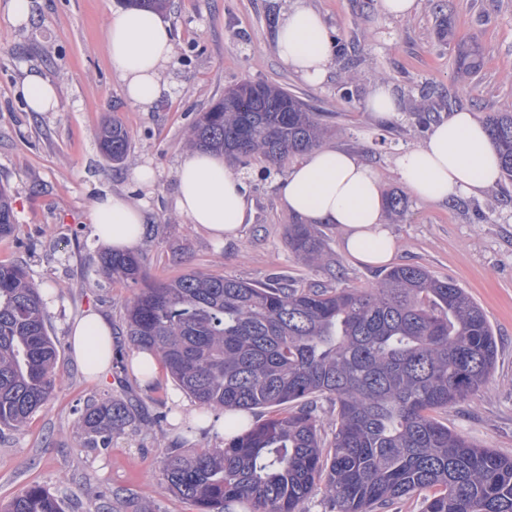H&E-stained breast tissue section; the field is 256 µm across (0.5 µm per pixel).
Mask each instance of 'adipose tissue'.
Returning <instances> with one entry per match:
<instances>
[{
    "mask_svg": "<svg viewBox=\"0 0 512 512\" xmlns=\"http://www.w3.org/2000/svg\"><path fill=\"white\" fill-rule=\"evenodd\" d=\"M274 45L282 63L311 83L323 79L334 58L321 16L301 4L279 22ZM105 49L127 99L145 109L153 106L167 88L163 74L176 56L172 34L158 14L136 8L113 12ZM21 94L30 112H54L60 105L56 84L36 71L26 73ZM397 169L415 197L433 203L480 195L500 176L486 127L467 109L433 124L421 146L400 155ZM279 200L305 223L337 226L352 259L373 266L393 259L396 245L379 176L355 153L341 147L310 151L281 183ZM175 204L189 223L219 241L237 236L254 214L242 176L224 156L200 149L184 155L176 169ZM146 209L145 199L102 192L91 207L92 234L113 252L131 251L146 234ZM70 341L91 378L107 376L112 355L107 320L88 312L74 324Z\"/></svg>",
    "mask_w": 512,
    "mask_h": 512,
    "instance_id": "ef3b65f1",
    "label": "adipose tissue"
}]
</instances>
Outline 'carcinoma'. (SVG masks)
I'll use <instances>...</instances> for the list:
<instances>
[{
  "label": "carcinoma",
  "mask_w": 512,
  "mask_h": 512,
  "mask_svg": "<svg viewBox=\"0 0 512 512\" xmlns=\"http://www.w3.org/2000/svg\"><path fill=\"white\" fill-rule=\"evenodd\" d=\"M480 59L475 39L457 44L458 69L474 72ZM486 125L512 179V113L493 112ZM320 132L319 113L265 84L246 101L222 97L199 113L189 145L242 164L260 155L267 178L271 167L317 148ZM99 147L114 162L127 159L120 121L102 127ZM15 228L0 186V237ZM286 239L296 258L322 259L312 225H288ZM102 260L113 279L136 287L122 311L132 348L153 354L203 406L269 410L243 431L228 420L222 446L166 454L168 490L196 512H303L319 484L330 512H375L422 491V512H512V457L434 417L485 388L498 352L485 312L455 282L410 264L370 289L295 288L283 276L254 284L193 270L149 282L133 252ZM57 360L40 289L24 268L0 264V432L22 429L50 400ZM317 397L336 406L328 444ZM137 419L124 400L94 401L79 417L83 446L108 448ZM0 512H63V502L33 486Z\"/></svg>",
  "instance_id": "1"
}]
</instances>
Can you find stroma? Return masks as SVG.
<instances>
[{
    "label": "stroma",
    "instance_id": "stroma-1",
    "mask_svg": "<svg viewBox=\"0 0 512 512\" xmlns=\"http://www.w3.org/2000/svg\"><path fill=\"white\" fill-rule=\"evenodd\" d=\"M295 0H169L162 19L177 54L166 77L170 92L149 109L130 104L104 50L106 21L120 0H33L34 20L17 27L0 0V184L12 198L17 227L0 240V262L27 268L46 299L48 330L59 351L62 384L20 432L0 436V505L33 486L62 499L66 512H98L112 492L130 490L123 512L152 502L157 512H196L169 492L162 473L166 448L223 445V437L188 417L195 403L179 394L167 373L144 386L131 371L89 378L69 341L75 320L88 311L112 324L116 349L122 335L126 284L101 270L103 245L91 234L90 212L102 191L135 194L131 171L153 166L158 181L148 200V231L136 252L151 280L189 270L263 283L287 276L294 287L371 288L383 269L354 262L337 227L319 225L325 252L305 265L288 250L293 216L279 204L281 166L258 179L261 160L243 169L255 201L253 223L236 238L215 242L175 207L176 168L189 129L225 91L249 80L281 86L321 112L323 144L356 153L382 178L383 192L403 190L397 159L424 143L417 119L435 106V119L459 107L477 118L512 112V0H416L405 17L386 15L381 0H305L338 38L333 63L316 84L283 66L273 48L278 21ZM452 37L441 40V23ZM475 38L481 66L458 73L454 44ZM38 70L59 87L55 112H29L18 92L25 74ZM388 82L397 110L386 120L366 108L378 82ZM352 99H344V89ZM119 119L130 132V153L117 164L100 153V126ZM396 264H416L455 281L486 313L498 339L491 379L473 400L437 417L468 440L512 456V181L499 179L478 197L441 203L410 198L403 215L389 217ZM132 399L143 422L114 436L108 448L84 447L78 419L87 403Z\"/></svg>",
    "mask_w": 512,
    "mask_h": 512
}]
</instances>
